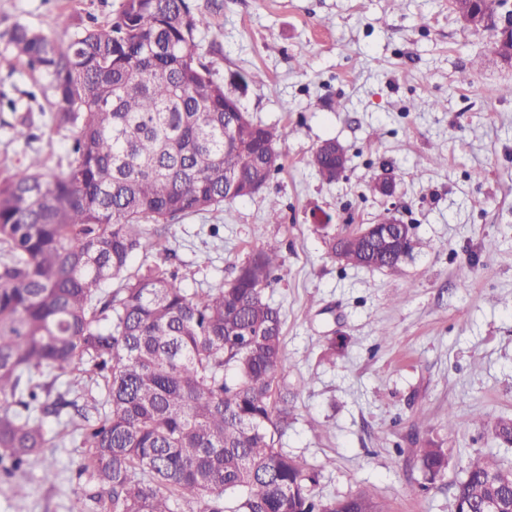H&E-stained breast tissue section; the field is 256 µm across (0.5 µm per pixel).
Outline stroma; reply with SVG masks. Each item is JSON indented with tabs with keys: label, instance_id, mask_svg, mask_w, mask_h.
I'll list each match as a JSON object with an SVG mask.
<instances>
[{
	"label": "stroma",
	"instance_id": "1",
	"mask_svg": "<svg viewBox=\"0 0 512 512\" xmlns=\"http://www.w3.org/2000/svg\"><path fill=\"white\" fill-rule=\"evenodd\" d=\"M123 0H0V93L36 84L7 33L52 23L56 33L102 23ZM207 15L198 52L257 122L282 131L281 167L251 197L148 225L149 262L175 271L188 291L215 288L268 242L283 266L266 288L278 307L293 395L279 445L315 473L314 492L361 491L390 512H454V485L470 457L492 454L512 470V446L481 420L512 418V64L471 34L449 0H192ZM435 99L431 112L411 107ZM0 107V163L32 155L67 172L63 134L15 136ZM340 143L347 170L322 180L309 159ZM391 171L395 196L370 185ZM481 179H474V172ZM280 203L278 221L267 216ZM393 212L414 243L394 269L353 267L332 237ZM495 249H486L488 240ZM443 444L448 470L426 489L416 451ZM78 434L44 457L54 483L21 476L16 497L0 479V512H95L79 499Z\"/></svg>",
	"mask_w": 512,
	"mask_h": 512
}]
</instances>
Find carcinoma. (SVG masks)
Masks as SVG:
<instances>
[{"mask_svg":"<svg viewBox=\"0 0 512 512\" xmlns=\"http://www.w3.org/2000/svg\"><path fill=\"white\" fill-rule=\"evenodd\" d=\"M505 3L469 8L493 17ZM208 24L191 0H123L65 39L50 24L8 32L51 92L46 126L69 132L70 161L64 175L38 159L0 169V474L53 479L45 425L68 427L72 408L83 495L102 512H172L173 496L198 512H389L365 492L317 497L305 461L277 447L291 418L277 384L281 314L265 296L278 245L191 294L158 264L130 270L152 248L145 225L243 198L278 169L281 132L241 111L197 51ZM492 48L512 60V33ZM310 165L333 181L330 153L316 148ZM332 251L351 266L398 265L371 235L342 236ZM489 427L512 444V419ZM417 461L427 485L448 468L435 442ZM492 498L512 512V470L477 455L455 486L456 512Z\"/></svg>","mask_w":512,"mask_h":512,"instance_id":"cac0c4a2","label":"carcinoma"}]
</instances>
